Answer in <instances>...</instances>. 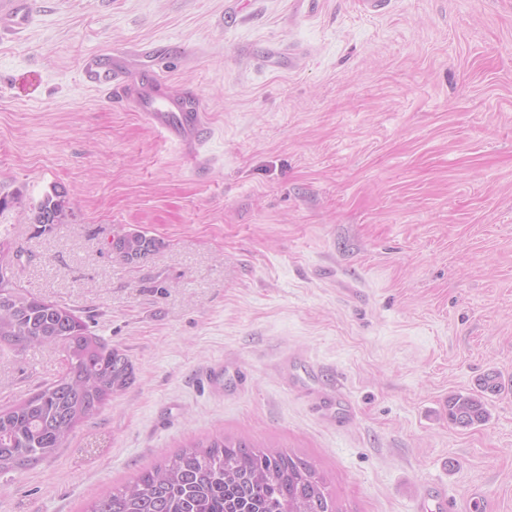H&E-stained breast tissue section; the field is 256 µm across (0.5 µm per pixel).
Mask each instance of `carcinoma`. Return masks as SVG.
Instances as JSON below:
<instances>
[{"instance_id":"carcinoma-1","label":"carcinoma","mask_w":512,"mask_h":512,"mask_svg":"<svg viewBox=\"0 0 512 512\" xmlns=\"http://www.w3.org/2000/svg\"><path fill=\"white\" fill-rule=\"evenodd\" d=\"M66 201L57 190L32 209L42 227L62 223ZM159 247L142 231L112 236V250L127 262ZM0 344L17 354L54 345L66 369L32 396L0 409V473L53 455L82 423L134 381L121 350L89 331L76 311L14 288L0 278ZM501 388L498 372L477 381V391L448 398V421L469 429L489 419L485 396ZM86 512H340L314 462L273 444L217 436L191 443L142 471L133 481L91 502Z\"/></svg>"}]
</instances>
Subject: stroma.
<instances>
[{"label":"stroma","instance_id":"obj_1","mask_svg":"<svg viewBox=\"0 0 512 512\" xmlns=\"http://www.w3.org/2000/svg\"><path fill=\"white\" fill-rule=\"evenodd\" d=\"M0 13V260L75 309L133 383L56 455L0 474V512H85L188 443L316 461L341 512L425 490L512 512V0H32ZM161 49L213 130L205 169L84 83ZM59 191L61 224L31 207ZM159 248L134 263L118 229ZM65 369L0 348V407ZM501 388V377L490 370L477 381V393H457L448 398V421L455 427L469 429L484 424L489 419L485 396L495 394Z\"/></svg>","mask_w":512,"mask_h":512}]
</instances>
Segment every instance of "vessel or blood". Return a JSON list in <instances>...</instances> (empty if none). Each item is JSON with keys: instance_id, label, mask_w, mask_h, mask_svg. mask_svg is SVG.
Returning a JSON list of instances; mask_svg holds the SVG:
<instances>
[{"instance_id": "b4317fda", "label": "vessel or blood", "mask_w": 512, "mask_h": 512, "mask_svg": "<svg viewBox=\"0 0 512 512\" xmlns=\"http://www.w3.org/2000/svg\"><path fill=\"white\" fill-rule=\"evenodd\" d=\"M82 78L140 112L145 120L180 145L191 164L205 165L203 149L210 134L208 114L194 95L170 96L156 67L128 69L123 54L112 50L89 58L82 68ZM483 505L484 497L478 491L471 492L459 505L432 491L424 494L419 509L420 512H481Z\"/></svg>"}]
</instances>
